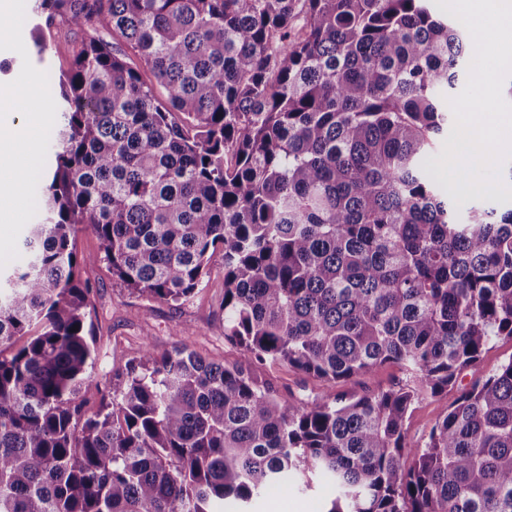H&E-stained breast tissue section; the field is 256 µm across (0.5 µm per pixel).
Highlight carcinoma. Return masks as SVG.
Masks as SVG:
<instances>
[{"mask_svg":"<svg viewBox=\"0 0 512 512\" xmlns=\"http://www.w3.org/2000/svg\"><path fill=\"white\" fill-rule=\"evenodd\" d=\"M429 2L36 0L37 55L62 37L72 60L43 219L0 288V346L38 328L0 350V512H244L314 479L323 512H512V358L481 367L512 339V209L461 221L422 170L474 54ZM79 231L166 302L222 252L224 336L248 362L408 380L297 403L147 342L86 418ZM465 371L411 447L413 408ZM512 356V340H499L488 349L482 358V366L486 373L492 372L497 366Z\"/></svg>","mask_w":512,"mask_h":512,"instance_id":"obj_1","label":"carcinoma"}]
</instances>
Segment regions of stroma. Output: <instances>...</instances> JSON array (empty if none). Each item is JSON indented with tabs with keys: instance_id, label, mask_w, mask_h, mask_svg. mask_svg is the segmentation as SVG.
<instances>
[{
	"instance_id": "1",
	"label": "stroma",
	"mask_w": 512,
	"mask_h": 512,
	"mask_svg": "<svg viewBox=\"0 0 512 512\" xmlns=\"http://www.w3.org/2000/svg\"><path fill=\"white\" fill-rule=\"evenodd\" d=\"M28 0H12L8 12L13 24L0 29V89L14 93L7 107L5 123L23 124L28 113H44L46 121L36 140L34 155L28 159L9 161L8 169L20 170L21 190L17 198H0V211L9 212L7 221H0V270L11 271L24 261L18 248L31 224L39 222L36 208L35 175L46 169L52 151V133L61 120L54 105V89L46 81L59 70L68 68L70 49L62 40L50 41L43 59L23 55L30 40L31 21L26 18ZM82 260L81 277L91 288V313L96 338L95 364L92 376L99 384H108L113 370L123 368L138 356L144 343H151L155 352L164 353L180 344H188L203 357L232 366L243 363L239 345L224 336V313L220 303L224 295V260L214 255L202 285L186 300L173 303L130 292L108 272L100 244L84 231L76 236ZM258 380L281 395L311 401L336 392L372 393L404 382L402 368L389 363L370 374L351 378L335 385L301 373L281 363H255L251 366ZM456 396L448 390L417 405L406 422L407 440L412 447H421L433 424L446 414ZM326 495L321 484L302 491L288 482L269 489L255 506L254 512H323Z\"/></svg>"
}]
</instances>
